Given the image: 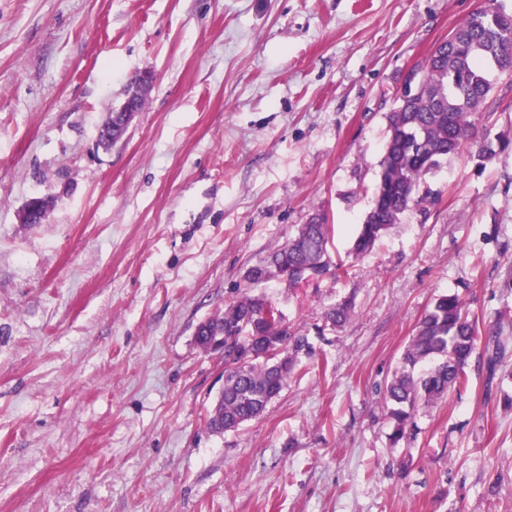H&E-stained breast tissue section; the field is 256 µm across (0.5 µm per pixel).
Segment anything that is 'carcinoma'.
Segmentation results:
<instances>
[{
	"mask_svg": "<svg viewBox=\"0 0 512 512\" xmlns=\"http://www.w3.org/2000/svg\"><path fill=\"white\" fill-rule=\"evenodd\" d=\"M422 67L423 87L408 97L400 93L387 115V136L379 162L372 204L353 243L356 256L372 250L391 225L421 198L424 176L469 143L480 156L506 149L509 142L479 138L474 119L480 114L498 73L512 72V12L499 0L474 11L433 51ZM330 225L316 213L299 225L281 249L264 264L250 268L249 285L276 278L296 288L339 269L328 251ZM348 301L331 306L326 325L342 327L352 316ZM224 325V346L240 357L224 362V403L219 412L224 430L234 431L264 414L283 390L297 357L309 349L307 338L290 329L282 311L263 295L243 293L197 326L198 335ZM487 345L500 346L498 331L479 330L456 293L438 296L425 312L415 334L385 386L390 403V440L397 444L413 434V417L459 388L479 335Z\"/></svg>",
	"mask_w": 512,
	"mask_h": 512,
	"instance_id": "1",
	"label": "carcinoma"
}]
</instances>
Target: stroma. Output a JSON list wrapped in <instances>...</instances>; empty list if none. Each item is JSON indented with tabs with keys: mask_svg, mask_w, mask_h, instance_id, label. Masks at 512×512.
Returning a JSON list of instances; mask_svg holds the SVG:
<instances>
[{
	"mask_svg": "<svg viewBox=\"0 0 512 512\" xmlns=\"http://www.w3.org/2000/svg\"><path fill=\"white\" fill-rule=\"evenodd\" d=\"M482 3L0 0V512H512V145L444 160L351 254L409 70ZM483 112L512 141V74ZM317 212L347 276L262 287L311 352L210 432L224 362L195 329ZM448 292L506 347L392 443L385 385Z\"/></svg>",
	"mask_w": 512,
	"mask_h": 512,
	"instance_id": "obj_1",
	"label": "stroma"
}]
</instances>
